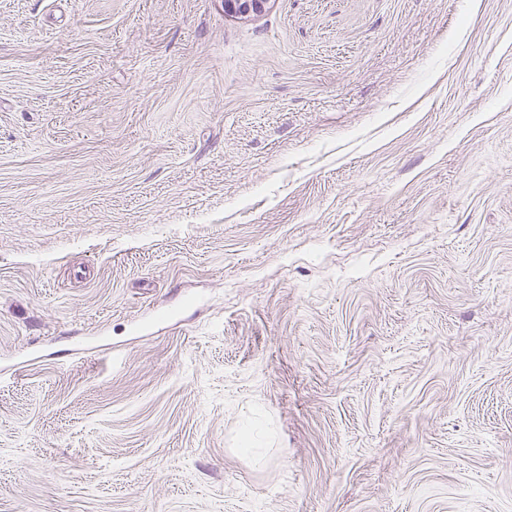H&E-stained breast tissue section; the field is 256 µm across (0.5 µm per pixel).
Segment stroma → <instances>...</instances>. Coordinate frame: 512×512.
Wrapping results in <instances>:
<instances>
[{
    "label": "stroma",
    "instance_id": "1",
    "mask_svg": "<svg viewBox=\"0 0 512 512\" xmlns=\"http://www.w3.org/2000/svg\"><path fill=\"white\" fill-rule=\"evenodd\" d=\"M0 512H512V0H0ZM270 0H224V13L231 17L247 18L262 14Z\"/></svg>",
    "mask_w": 512,
    "mask_h": 512
}]
</instances>
